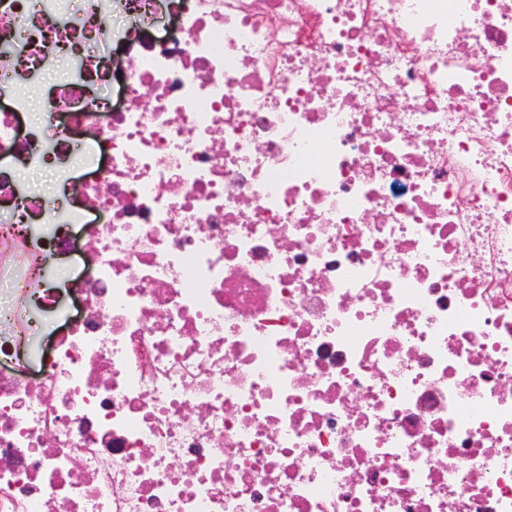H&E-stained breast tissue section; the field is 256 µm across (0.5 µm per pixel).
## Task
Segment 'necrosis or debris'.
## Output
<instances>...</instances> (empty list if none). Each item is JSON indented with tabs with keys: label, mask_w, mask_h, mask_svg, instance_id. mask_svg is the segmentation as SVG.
<instances>
[{
	"label": "necrosis or debris",
	"mask_w": 512,
	"mask_h": 512,
	"mask_svg": "<svg viewBox=\"0 0 512 512\" xmlns=\"http://www.w3.org/2000/svg\"><path fill=\"white\" fill-rule=\"evenodd\" d=\"M45 71L0 512H512V0L1 8Z\"/></svg>",
	"instance_id": "obj_1"
}]
</instances>
